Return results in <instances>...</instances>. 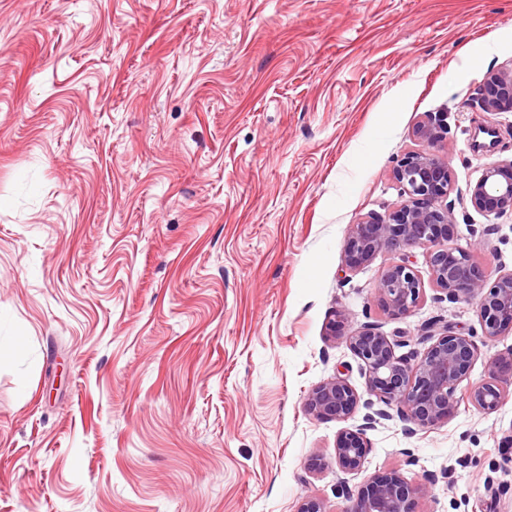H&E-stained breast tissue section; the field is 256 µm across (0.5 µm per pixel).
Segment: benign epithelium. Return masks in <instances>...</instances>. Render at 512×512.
<instances>
[{
    "instance_id": "1",
    "label": "benign epithelium",
    "mask_w": 512,
    "mask_h": 512,
    "mask_svg": "<svg viewBox=\"0 0 512 512\" xmlns=\"http://www.w3.org/2000/svg\"><path fill=\"white\" fill-rule=\"evenodd\" d=\"M506 101L512 102V70L488 76L480 106L492 112ZM447 134L443 120L431 115L415 127V139L430 149L406 154L394 168V179L407 200L385 218H363L351 225L344 268L355 272L382 252L422 247L437 289L450 302L476 301L482 335L492 341L512 329V271L490 285L468 251L448 243V229L454 224L448 205L452 178L448 162L431 151L446 141ZM468 196L479 212L511 213L512 160L488 165L469 186ZM378 294L384 311L398 317L409 314L422 302L424 288L415 268L403 262L382 273ZM341 338L364 364L368 398L344 378L335 377L312 389L306 407L316 418L331 421H346L361 407L367 410L362 424L343 429L336 436L334 460L343 472L363 468L367 431L378 420L390 417V410H396L413 434L448 421L462 401L485 413L496 411L504 399L503 384L512 383L511 351L493 361L488 379L472 383L464 393L457 394L477 354L470 336L461 333L444 331L420 356L397 354L396 344L373 325ZM425 491L424 487L410 486L396 473L373 476L348 512H415L414 496Z\"/></svg>"
}]
</instances>
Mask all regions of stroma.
<instances>
[{
	"label": "stroma",
	"mask_w": 512,
	"mask_h": 512,
	"mask_svg": "<svg viewBox=\"0 0 512 512\" xmlns=\"http://www.w3.org/2000/svg\"><path fill=\"white\" fill-rule=\"evenodd\" d=\"M510 68L512 0H0V512H348L393 471L416 512H512V385L490 414L380 421L353 473L306 408L337 376L366 391L340 311L409 352L432 323L472 336L473 382L512 350L423 249L343 270L432 113L454 243L512 271V213L467 197L512 157V109L477 105ZM405 260L424 299L394 318L377 288ZM448 129L443 120L436 116L427 115L413 131L416 140L434 147L447 139Z\"/></svg>",
	"instance_id": "obj_1"
}]
</instances>
